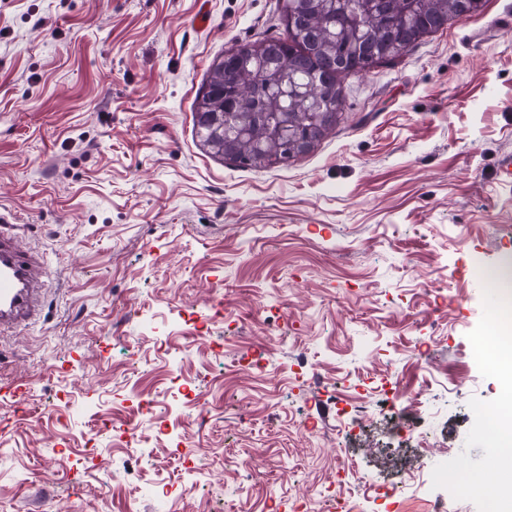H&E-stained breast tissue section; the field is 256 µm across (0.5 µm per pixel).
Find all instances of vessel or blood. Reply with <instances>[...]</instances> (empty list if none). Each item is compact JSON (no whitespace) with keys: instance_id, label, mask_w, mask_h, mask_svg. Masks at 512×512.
Returning <instances> with one entry per match:
<instances>
[{"instance_id":"obj_1","label":"vessel or blood","mask_w":512,"mask_h":512,"mask_svg":"<svg viewBox=\"0 0 512 512\" xmlns=\"http://www.w3.org/2000/svg\"><path fill=\"white\" fill-rule=\"evenodd\" d=\"M35 259L0 233V328L26 323L40 305L33 269Z\"/></svg>"}]
</instances>
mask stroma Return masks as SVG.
<instances>
[{"instance_id": "obj_1", "label": "stroma", "mask_w": 512, "mask_h": 512, "mask_svg": "<svg viewBox=\"0 0 512 512\" xmlns=\"http://www.w3.org/2000/svg\"><path fill=\"white\" fill-rule=\"evenodd\" d=\"M282 4L0 0V210L44 284L0 332V512H328L345 458L356 497L403 481L401 512H486L435 475L493 481L484 421L512 398L470 275L512 256V0L347 78L308 153L243 168L193 108L226 50L284 35ZM393 376L348 428L355 386ZM100 415L137 443L87 449Z\"/></svg>"}]
</instances>
